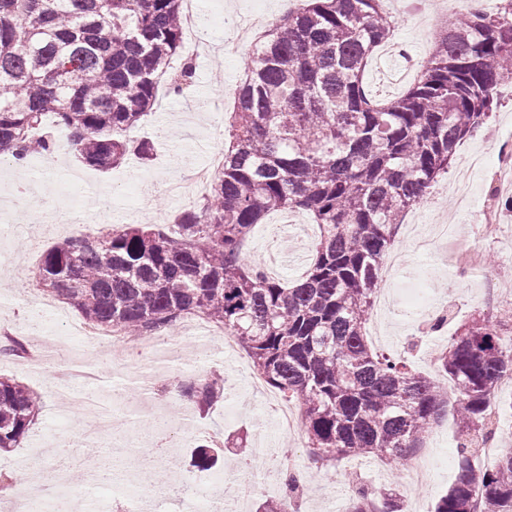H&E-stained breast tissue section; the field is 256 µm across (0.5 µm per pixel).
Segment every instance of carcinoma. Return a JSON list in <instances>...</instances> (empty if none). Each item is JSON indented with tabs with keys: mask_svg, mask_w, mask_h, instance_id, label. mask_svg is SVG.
Returning <instances> with one entry per match:
<instances>
[{
	"mask_svg": "<svg viewBox=\"0 0 512 512\" xmlns=\"http://www.w3.org/2000/svg\"><path fill=\"white\" fill-rule=\"evenodd\" d=\"M182 0H0V152L27 161L55 143L46 119L79 159L108 170L152 143L126 133L150 113L161 79L181 95L192 66L170 71L182 43ZM448 31L404 95L375 101L363 76L394 22L383 0H305L264 31L250 52L233 112L231 148L201 206L172 230H95L49 248L40 283L106 331L149 336L200 313L235 333L268 384L302 406V437L322 461L384 456L403 466L448 408L438 380L366 338L380 265L405 213L420 204L461 142L512 80V25L486 13L452 16ZM311 212L320 234L293 283L246 258L254 225L272 210ZM457 389L458 472L434 512H512V448L492 469L474 459L489 440L488 409L512 374V348L479 319L438 357ZM224 376L178 383L179 400L207 413L224 399ZM41 398L0 377V451L16 448ZM220 449L205 439L194 467ZM286 487L257 512H288ZM348 512H404L390 490L355 486Z\"/></svg>",
	"mask_w": 512,
	"mask_h": 512,
	"instance_id": "obj_1",
	"label": "carcinoma"
}]
</instances>
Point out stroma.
I'll list each match as a JSON object with an SVG mask.
<instances>
[{"mask_svg":"<svg viewBox=\"0 0 512 512\" xmlns=\"http://www.w3.org/2000/svg\"><path fill=\"white\" fill-rule=\"evenodd\" d=\"M389 15L394 21L392 38L401 42L405 55L388 54L378 47L369 62L364 85L371 96L394 98L404 86L386 87L378 80L377 63L385 61L402 68L405 56L429 60L445 19L434 8V0H395ZM202 26L192 35L195 44L194 79L191 87L175 96L160 90L153 111L130 134L131 140L152 142L150 158L129 153L126 159L107 171L85 165L68 149L65 138H58L55 168H47L41 156H33L25 169L0 162V198L6 206L0 221L18 225L14 235L0 236V328H22L28 351L43 355L35 365L24 358L0 356V375L27 384L41 398L36 424L19 448L0 453V472L21 474L33 465L57 468L59 483L71 473L82 471L88 458L82 441L86 427L95 420L91 411L81 410L75 400L62 398L52 384L51 373L57 354H65L73 369L88 363L104 365L91 388L99 407L116 409L126 417L130 428L144 436L153 435L158 421H165L172 441L166 456L177 461L169 477L205 487L210 474L190 467V455L203 429L223 432L230 441L224 457L225 468L242 477L237 457L241 451L264 446L267 461L249 475L262 483V497H277L282 459L296 463L316 475L317 481L305 490L300 512H346L353 482L371 487L396 488L406 493L410 512H432L436 501L454 482L457 474L458 426L448 415L434 425L427 440L429 449L439 451L442 461L431 483L409 490L405 470L377 458L346 457L333 464L313 459L308 448L282 435L260 401L252 398L237 363L225 357L212 337L187 334L176 328L174 337L182 347L180 360L166 355L165 342L143 352H113L108 344H89L71 335V324L82 323L81 314L70 304L48 295L38 286L34 272L43 253L68 237L65 225L54 223V216L80 203L87 221L108 230L127 219L154 224L158 219L173 223L184 210L181 199L168 191L170 182L181 180L187 168L206 163L212 152L223 150L229 140L228 118L235 105L237 86L244 73L241 55L228 56L224 45L232 36L229 17L252 11L279 20L286 12L283 0H201ZM512 145V83L497 87L495 107L489 119L460 144L456 156L434 184L424 206L411 209L398 230L397 246L408 251L409 259L398 274V284L385 310H373L367 324V339L379 352L405 357L417 371L435 375L434 358L447 349L449 340L463 324L476 317L500 321L504 338L512 339V309L489 308L481 301L482 274L459 269L452 257L454 242L437 241L430 252L411 245L414 228L434 217L444 224H460L466 236L484 251L485 270L512 283V265L503 261L512 252V238H481L480 213L490 205L494 187L492 159L500 148ZM482 155L487 162L474 168L470 177V207L460 211L450 190L454 173L467 159ZM318 235L315 224L288 228L278 213H271L255 225L247 244L249 260H256L267 248L293 252L292 263L280 266L277 276L285 281L300 278L312 261V245ZM433 272L426 287L440 314L448 321L441 331L430 329L429 318L409 317L405 297L421 269ZM216 372L227 376L224 400L206 417H199L190 406L174 407L172 401L156 398L161 388H172L181 378H202Z\"/></svg>","mask_w":512,"mask_h":512,"instance_id":"obj_1","label":"stroma"}]
</instances>
